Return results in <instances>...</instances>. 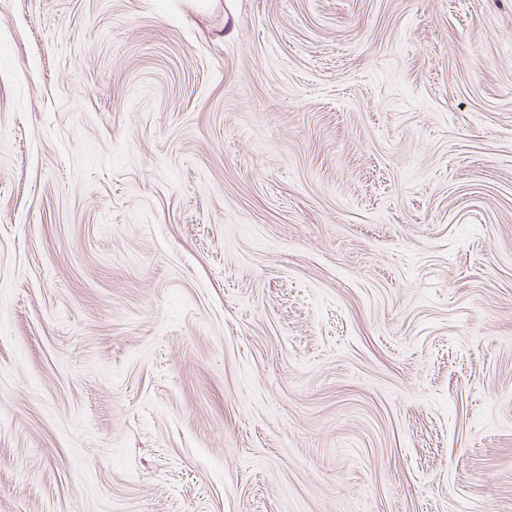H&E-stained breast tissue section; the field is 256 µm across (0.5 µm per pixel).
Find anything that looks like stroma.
<instances>
[{
  "instance_id": "obj_1",
  "label": "stroma",
  "mask_w": 512,
  "mask_h": 512,
  "mask_svg": "<svg viewBox=\"0 0 512 512\" xmlns=\"http://www.w3.org/2000/svg\"><path fill=\"white\" fill-rule=\"evenodd\" d=\"M0 512H512V0H0Z\"/></svg>"
}]
</instances>
